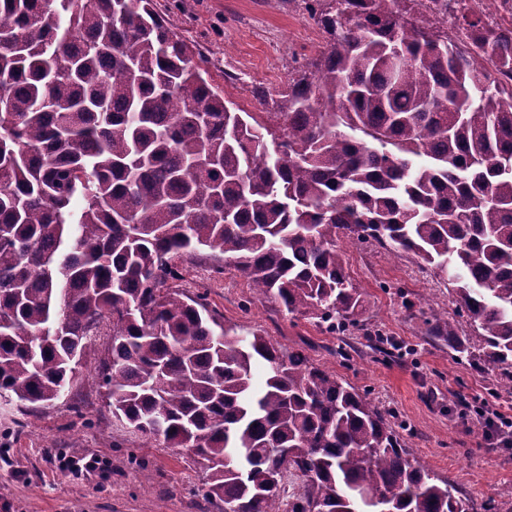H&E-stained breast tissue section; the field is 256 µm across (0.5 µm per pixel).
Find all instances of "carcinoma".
<instances>
[{
	"label": "carcinoma",
	"mask_w": 512,
	"mask_h": 512,
	"mask_svg": "<svg viewBox=\"0 0 512 512\" xmlns=\"http://www.w3.org/2000/svg\"><path fill=\"white\" fill-rule=\"evenodd\" d=\"M326 49L241 114L152 0H0V394L72 390L101 326L112 416L189 448L226 512H474L387 414L300 351L167 287L207 248L334 332L363 292L340 243L412 253L480 338L426 333L512 389V0H311Z\"/></svg>",
	"instance_id": "obj_1"
}]
</instances>
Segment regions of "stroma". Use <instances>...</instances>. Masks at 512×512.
Instances as JSON below:
<instances>
[{"instance_id": "stroma-1", "label": "stroma", "mask_w": 512, "mask_h": 512, "mask_svg": "<svg viewBox=\"0 0 512 512\" xmlns=\"http://www.w3.org/2000/svg\"><path fill=\"white\" fill-rule=\"evenodd\" d=\"M172 30L199 52L207 78L238 112H256L254 87L280 98L294 69L317 58L327 36L304 0H154ZM180 291L202 296L224 325L259 332L290 351L368 392L403 426L410 453L422 466L456 484L475 504L502 497L512 486V445L490 443L476 419L490 408L512 414V393L499 375L458 360L447 345L423 333L422 312L455 314L456 296L410 253L392 255L372 243L345 247V265L364 294L363 330L331 334L315 320L282 311L254 297L233 268L215 273L208 251L176 260ZM390 343L374 352L368 335ZM111 347L108 334L93 337L69 396L37 413L20 412L0 398V512H217L199 489L205 474L191 450L143 446L112 422L100 368ZM95 455L105 468L74 477L65 463Z\"/></svg>"}]
</instances>
